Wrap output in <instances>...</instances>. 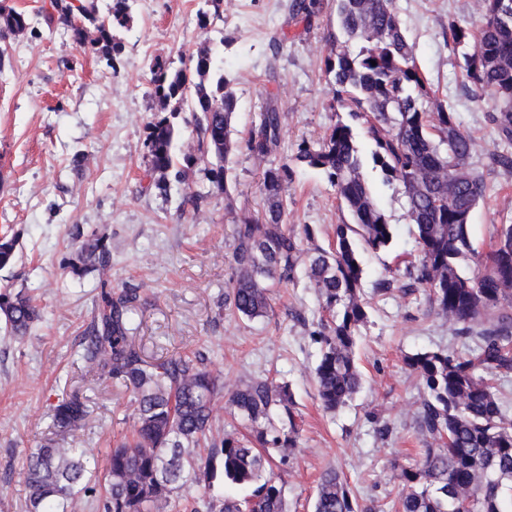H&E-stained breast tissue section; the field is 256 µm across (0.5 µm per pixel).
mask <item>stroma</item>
<instances>
[{
  "label": "stroma",
  "instance_id": "1",
  "mask_svg": "<svg viewBox=\"0 0 512 512\" xmlns=\"http://www.w3.org/2000/svg\"><path fill=\"white\" fill-rule=\"evenodd\" d=\"M28 17L27 29L0 39V236L17 240L15 263L0 270V292L25 290L43 313L21 339L0 323V512H26L21 472L31 448L49 439L92 450L95 495L79 512H98L114 439L130 432L131 396L90 373L80 337L97 312L101 293L138 287L144 304L136 316L135 343L148 358L203 355L227 390L258 376L288 383L305 426L287 469L279 471L289 512H311L319 477L335 469L375 512H390L402 490L399 468L428 444L415 416L419 381L405 354L453 347L448 321L430 313L421 294L378 295L375 286L417 258L412 223L398 182L365 166L374 196L395 227L392 246L363 256L362 292L372 307L356 348L361 392L345 408L325 411L313 369L318 349L310 338L322 315L317 291L297 271L270 286L272 310L254 321L224 305L230 286L233 215L262 209L261 171L246 151L233 163L227 191L204 172L192 187L206 193L199 210H182L184 187L168 196L146 189V126L162 109L152 85L155 62L179 68L208 51L231 81L237 100L235 137L244 141L267 99L285 115L277 156H294L315 144L347 109L324 60L333 50L336 5L326 0L312 24L293 21L291 0H224L223 17L200 28L208 0H127L129 23L118 29L116 65L85 51L73 39L51 0H7ZM434 100L456 112L476 142L471 159L483 171L485 202L469 217L478 252H488L500 225L512 224V171L490 168L503 143L488 120L489 107L465 88L463 52L449 26L474 27L479 0H396ZM285 34L280 54L273 35ZM336 188L317 169H298L288 189V222L295 232L312 228L315 244L329 246L334 227L350 221ZM102 237L112 255L107 276L75 273V237ZM77 389L90 411L87 425L56 434L50 412L66 391ZM214 415L228 431H243L228 397ZM389 424L392 435L376 434Z\"/></svg>",
  "mask_w": 512,
  "mask_h": 512
}]
</instances>
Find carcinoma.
Segmentation results:
<instances>
[{
	"instance_id": "cac0c4a2",
	"label": "carcinoma",
	"mask_w": 512,
	"mask_h": 512,
	"mask_svg": "<svg viewBox=\"0 0 512 512\" xmlns=\"http://www.w3.org/2000/svg\"><path fill=\"white\" fill-rule=\"evenodd\" d=\"M340 36L336 52L324 61L334 77L336 98L348 104L349 120H338L315 146L302 143L294 161L324 172L352 217L338 224L329 248H301L288 226V188L295 169L273 154L283 113L269 102L260 123L244 141L247 154L263 163V211L234 220L231 286L224 305L252 321L268 316L270 283L290 281L303 267L322 300V316L312 339L319 347L314 371L322 407L335 411L361 391L363 375L354 359L360 329L368 322L369 302L361 291L362 253L388 249L394 239L364 174V155L356 128L371 140L373 164L386 181L403 189L415 226L420 257L403 279H383L376 291L398 288L420 292L430 310L454 326L461 350H421L403 357L419 380L416 431L433 440L422 457L400 468L403 492L396 512H512V415L495 381L512 376V224H502L485 255L473 248L463 215L486 194L482 173L471 167L472 136L460 129L447 106H429L431 87L416 64L413 46L395 0H336ZM63 16L80 13L75 28L82 46L115 64L121 45L114 29L128 24L125 0H113L103 16L97 0H54ZM322 0H292V18L310 23ZM483 17L473 31L450 24L452 41L464 53L474 98L492 101L489 121L501 141L512 145V0H482ZM25 14L0 0V34H20ZM154 93L167 114L147 125L148 187L166 195L169 176L189 179L196 164H208V181L228 190L232 156L239 150L232 122L237 101L229 80L203 51L180 69L153 66ZM191 128L193 148L177 164L180 126ZM16 240L0 239V270L13 265ZM475 261L473 275L463 264ZM79 273L112 269L100 237L82 241ZM142 306L138 288L102 295L101 305L80 339L82 357L100 380H110L132 396L131 437L109 450L108 489L103 512H162L189 483L211 487L219 462L223 482L246 487L242 498L226 497L219 512H287L283 485L274 467L285 465L296 447L304 419L285 382L256 378L231 391L234 416L250 427L247 435L214 434V402L219 377L205 358L181 355L147 361L131 341L134 313ZM40 319L32 298L19 291L0 293V320L17 336ZM82 394L73 391L52 408V424L66 433L89 421ZM209 448L206 463L196 449ZM83 448L44 445L32 449L23 467L27 512H68L80 494L92 491ZM312 512H372L346 481L326 470L316 487Z\"/></svg>"
}]
</instances>
